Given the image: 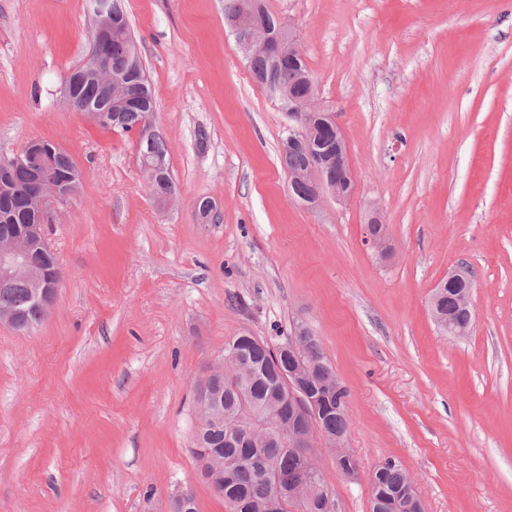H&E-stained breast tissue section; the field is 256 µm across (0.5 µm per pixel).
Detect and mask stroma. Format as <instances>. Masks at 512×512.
<instances>
[{
  "mask_svg": "<svg viewBox=\"0 0 512 512\" xmlns=\"http://www.w3.org/2000/svg\"><path fill=\"white\" fill-rule=\"evenodd\" d=\"M297 28L342 127L350 200L288 194V116L224 29V0H125L179 187L159 207L138 136L60 105L82 64L87 0H0V156L44 138L82 169L49 200L62 268L31 333L0 327V512H230L192 451L196 384L248 332L318 337L350 397L356 478L326 447L333 512H370L399 458L425 512H512V0H265ZM206 142L197 139L198 130ZM213 198L222 219L202 223ZM378 206L391 249L365 242ZM473 274L468 335L430 315Z\"/></svg>",
  "mask_w": 512,
  "mask_h": 512,
  "instance_id": "35a3bbf8",
  "label": "stroma"
}]
</instances>
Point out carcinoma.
I'll return each instance as SVG.
<instances>
[{
  "label": "carcinoma",
  "mask_w": 512,
  "mask_h": 512,
  "mask_svg": "<svg viewBox=\"0 0 512 512\" xmlns=\"http://www.w3.org/2000/svg\"><path fill=\"white\" fill-rule=\"evenodd\" d=\"M112 11V85L123 92L109 96L108 89L94 72L87 71L74 86L72 109L86 112L96 103L110 100L109 111L117 115L112 122H102L104 129L128 134L138 131L139 161L155 169V176L142 172L150 193L156 202L167 195L178 194L167 162V147L160 134H152L139 126L141 113L153 116L155 101L151 83L144 70L138 44L131 32L122 0H109ZM254 16H269L265 0H224V20L227 26L246 21ZM253 76L263 84L267 93L277 98L301 93L306 89V69L283 59L274 61L263 55L248 59ZM44 155L39 151H20L14 170L9 202L13 204L11 216L0 219V236L11 233L19 225L31 223L32 216L26 201L41 192V186L29 177V171L43 168ZM204 223H218L221 212L209 197L201 199L198 211ZM438 310L448 315L457 327L470 328L472 317L459 310L454 288L445 286L434 291ZM0 307L20 311L24 319L37 323L43 320L40 309L23 285L0 288ZM280 347L248 332L224 341V416L237 420L248 428L247 438L235 441L224 426H214L207 434L209 448L224 456V467L237 475V484L224 488V502L230 512H321L320 496L327 491L318 466L304 464L295 449L288 447V435L268 426L287 384L277 379L274 368ZM317 382L336 391L339 412L321 414L312 420V426L326 435L348 434V388L338 379L326 357L317 360ZM291 471L302 472L311 485L315 498L304 503L288 494V488L275 489L278 475ZM410 475L402 461L389 456L378 463L371 476L372 512H417L409 486Z\"/></svg>",
  "instance_id": "carcinoma-1"
}]
</instances>
